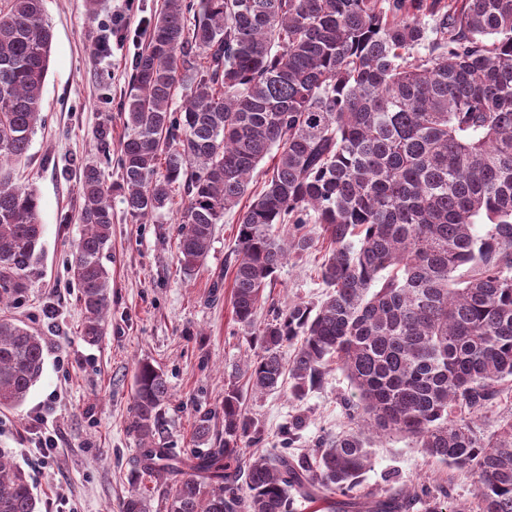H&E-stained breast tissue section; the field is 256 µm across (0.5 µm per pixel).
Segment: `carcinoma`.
<instances>
[{
  "instance_id": "cac0c4a2",
  "label": "carcinoma",
  "mask_w": 512,
  "mask_h": 512,
  "mask_svg": "<svg viewBox=\"0 0 512 512\" xmlns=\"http://www.w3.org/2000/svg\"><path fill=\"white\" fill-rule=\"evenodd\" d=\"M146 30L121 103L127 214L143 224L181 188L178 261L191 273L270 158L238 211L233 312L263 348L243 374L258 394L286 381L300 399L334 365L352 387L348 430L296 452V416L281 447L244 458L239 442L265 437L231 384L223 447L179 458L157 446L169 383L140 365L132 426L143 471L172 477L166 512H293L297 498L328 512H410L425 495V512H512V415L488 436L475 429L512 377V0H167ZM51 44L43 0H0V305L24 297L43 235L37 197L10 168L45 122ZM77 183L84 231L70 275L94 344L110 301L112 188L98 165L79 168ZM276 224L296 235L276 239ZM307 224L329 242L324 297L257 320L288 253L315 247ZM43 357L42 337L0 316V409L26 398ZM372 431L471 472L474 505L450 509L445 491L422 485L362 506ZM210 434L201 413L194 438ZM0 512H37L2 455Z\"/></svg>"
}]
</instances>
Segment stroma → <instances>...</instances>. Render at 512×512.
Here are the masks:
<instances>
[{
  "mask_svg": "<svg viewBox=\"0 0 512 512\" xmlns=\"http://www.w3.org/2000/svg\"><path fill=\"white\" fill-rule=\"evenodd\" d=\"M163 0H137L128 28L108 24L122 11L121 0H44L53 39L43 91L46 123L32 137L28 156L15 165V182L38 197L43 236L23 300L9 315L44 339L42 374L16 408L0 410V452L24 472L37 498L38 512H119L131 492L143 495L148 512H166L169 481L142 473L140 444L130 422L134 374L147 362L170 386L165 406V445L174 452L195 447L194 420L212 416L211 447L224 437V390L236 385L243 407L264 430L266 447L292 416L306 426L297 450L312 449L317 437L347 426L342 402L350 385L331 370L320 389L294 399L287 389L254 393L240 369L261 353L235 323L232 269L237 243V211L217 225L202 266L185 273L177 261V211L145 224L126 214L120 195L112 197V242L102 256L111 275L106 334L95 345L80 334L83 312L68 272V261L82 234L78 221L76 168L102 163L95 139L110 127L112 152H119L126 130L117 102L128 89L134 55L145 45L144 20ZM312 252L290 255L264 290L265 303H319L325 288L316 269L327 247L319 225ZM55 435L58 450L44 466L36 462L31 434ZM373 467L361 491L378 495L401 485L448 487L453 504H470L476 493L469 472L428 460L411 438L392 433L373 440Z\"/></svg>",
  "mask_w": 512,
  "mask_h": 512,
  "instance_id": "stroma-1",
  "label": "stroma"
}]
</instances>
